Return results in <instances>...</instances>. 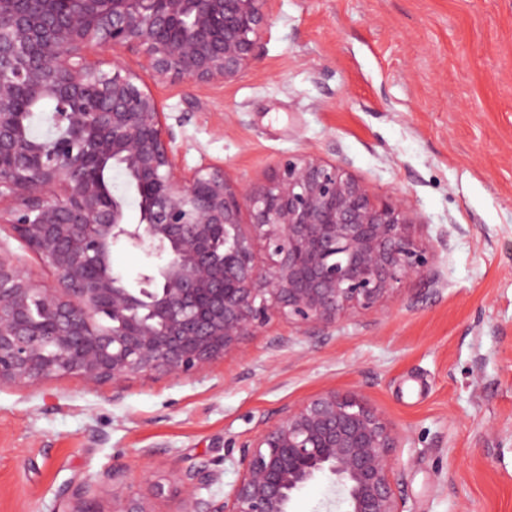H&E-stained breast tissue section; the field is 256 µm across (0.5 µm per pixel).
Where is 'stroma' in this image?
<instances>
[{
    "mask_svg": "<svg viewBox=\"0 0 512 512\" xmlns=\"http://www.w3.org/2000/svg\"><path fill=\"white\" fill-rule=\"evenodd\" d=\"M261 47L203 90L124 62L185 168L258 185L289 158L336 162L379 198L405 196L437 278L321 340L277 321L197 375L135 377L118 399L72 376L0 387V512H64V485L110 467L152 512H177L183 470L203 462L223 498L260 421L327 388L400 433L405 512H512V0H276ZM0 254L57 287L6 224ZM144 466L165 497L138 481Z\"/></svg>",
    "mask_w": 512,
    "mask_h": 512,
    "instance_id": "35a3bbf8",
    "label": "stroma"
}]
</instances>
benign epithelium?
I'll use <instances>...</instances> for the list:
<instances>
[{"label": "benign epithelium", "instance_id": "1", "mask_svg": "<svg viewBox=\"0 0 512 512\" xmlns=\"http://www.w3.org/2000/svg\"><path fill=\"white\" fill-rule=\"evenodd\" d=\"M275 0H0V224L55 272L45 288L0 255V386L57 376L112 383L190 377L275 320L326 334L355 310L384 312L401 283L433 276L434 250L402 198L331 161L282 162L257 186L224 168L183 170L154 95L108 46L140 57L159 80L238 79L259 59ZM54 103L62 132L29 139V102ZM121 166L140 199L136 223L92 170ZM118 243L165 258L129 287L112 268ZM263 250L266 262L259 263ZM109 319L107 325L103 319ZM400 435L354 394L324 389L286 407L239 446L240 476L221 500L200 490L209 465L187 468L178 512H293L326 476L344 512H403L394 482ZM112 487L115 512H151L119 469L70 482L67 512Z\"/></svg>", "mask_w": 512, "mask_h": 512}]
</instances>
